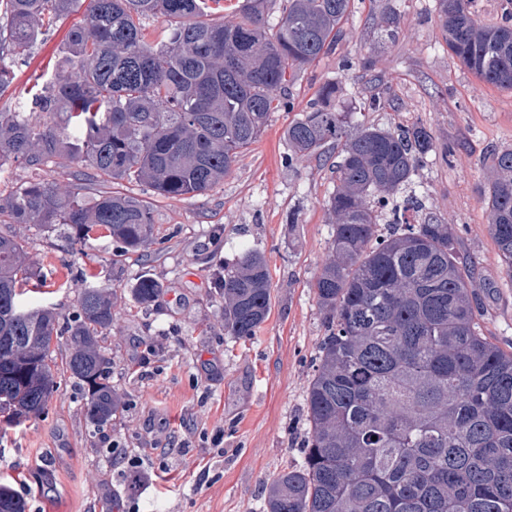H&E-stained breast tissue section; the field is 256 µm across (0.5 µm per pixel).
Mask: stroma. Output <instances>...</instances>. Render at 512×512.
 Returning <instances> with one entry per match:
<instances>
[{
	"label": "stroma",
	"mask_w": 512,
	"mask_h": 512,
	"mask_svg": "<svg viewBox=\"0 0 512 512\" xmlns=\"http://www.w3.org/2000/svg\"><path fill=\"white\" fill-rule=\"evenodd\" d=\"M58 21L0 92V109L27 97L29 78L72 26ZM336 84L334 101L353 123L385 128L425 125L452 157L430 155L394 197L407 220L433 218L455 232L460 256L477 278L480 328L512 350V275L489 233L484 202L489 156L512 146V90L462 67L445 43L435 0H352L332 52L285 91L291 107L268 127L206 195L156 197L141 186L124 193L149 200L154 244L112 260L109 239L73 256L68 275L46 232L9 224L29 262L47 274L31 300L71 317L88 276L118 291L103 346L120 400L112 424L92 430L81 390L57 371L43 415L0 423V482L26 512H262L265 484L298 467L307 436L306 395L325 336L313 285L328 262L333 234L327 201L336 187L338 151L289 163L285 136ZM385 102L371 110L373 98ZM262 253L270 273V312L256 335L224 333V301L213 281L243 249ZM162 286L152 305L131 293L143 273Z\"/></svg>",
	"instance_id": "obj_1"
}]
</instances>
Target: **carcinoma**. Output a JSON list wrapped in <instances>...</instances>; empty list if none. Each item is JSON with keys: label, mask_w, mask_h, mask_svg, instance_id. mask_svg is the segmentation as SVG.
Wrapping results in <instances>:
<instances>
[{"label": "carcinoma", "mask_w": 512, "mask_h": 512, "mask_svg": "<svg viewBox=\"0 0 512 512\" xmlns=\"http://www.w3.org/2000/svg\"><path fill=\"white\" fill-rule=\"evenodd\" d=\"M221 0H0V90L54 20L86 5L31 99L0 112V167L29 177L0 193V224L54 233L65 252L108 238L122 257L154 240L150 205L116 190L86 196L45 178L66 160L80 180L145 185L159 196L204 195L290 108L288 79L336 45L351 0H287L270 25V0H245L241 22L205 20ZM473 0H436L448 51L483 81L512 89V0L500 21L475 18ZM162 20L161 41L145 22ZM327 83L287 128L288 162L328 142L341 147L332 259L314 284L326 336L307 391L303 462L268 484L264 512H512V352L484 336L475 273L446 224L389 225L382 211L435 149L423 126L352 130ZM489 230L512 274V147L494 151ZM22 241L0 233V415L42 414L54 390L51 346L70 340L64 369L82 388L88 423L116 417L102 346L117 291L81 293L71 318L27 307L19 285L43 281ZM161 291L149 273L133 293ZM224 333L255 335L270 311L266 261L246 251L216 283ZM0 512L26 503L0 484Z\"/></svg>", "instance_id": "cac0c4a2"}]
</instances>
